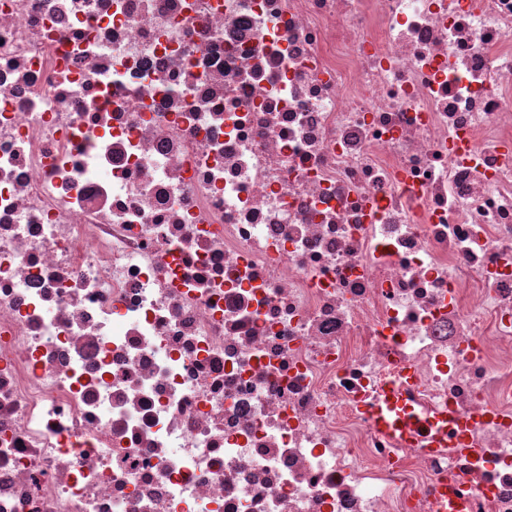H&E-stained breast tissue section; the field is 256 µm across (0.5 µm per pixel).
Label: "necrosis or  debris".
Wrapping results in <instances>:
<instances>
[{
  "mask_svg": "<svg viewBox=\"0 0 512 512\" xmlns=\"http://www.w3.org/2000/svg\"><path fill=\"white\" fill-rule=\"evenodd\" d=\"M448 481L512 512V0H0V512ZM404 377L410 382L408 370L388 380L381 391L383 396L367 408L377 429L391 438L422 436L433 450L463 445L471 421L451 411L423 418L413 414L402 386Z\"/></svg>",
  "mask_w": 512,
  "mask_h": 512,
  "instance_id": "necrosis-or-debris-1",
  "label": "necrosis or debris"
}]
</instances>
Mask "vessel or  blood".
Returning <instances> with one entry per match:
<instances>
[{
	"instance_id": "obj_1",
	"label": "vessel or blood",
	"mask_w": 512,
	"mask_h": 512,
	"mask_svg": "<svg viewBox=\"0 0 512 512\" xmlns=\"http://www.w3.org/2000/svg\"><path fill=\"white\" fill-rule=\"evenodd\" d=\"M368 411L377 429L388 437L418 435L424 437L434 450L463 445L466 430L471 425L469 419L450 411L423 418L413 414L398 376L387 381L381 398L371 404Z\"/></svg>"
}]
</instances>
